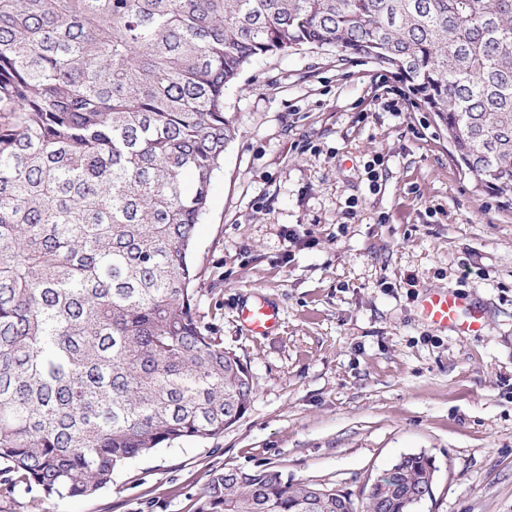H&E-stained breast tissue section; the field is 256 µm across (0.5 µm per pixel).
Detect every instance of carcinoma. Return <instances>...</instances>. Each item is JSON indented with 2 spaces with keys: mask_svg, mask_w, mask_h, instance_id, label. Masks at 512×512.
<instances>
[{
  "mask_svg": "<svg viewBox=\"0 0 512 512\" xmlns=\"http://www.w3.org/2000/svg\"><path fill=\"white\" fill-rule=\"evenodd\" d=\"M303 45L391 70L512 202V0H0V496H93L246 413L248 367L197 315L196 226L226 89ZM433 465L401 456L361 512H416ZM324 490L212 470L193 512H336Z\"/></svg>",
  "mask_w": 512,
  "mask_h": 512,
  "instance_id": "cac0c4a2",
  "label": "carcinoma"
}]
</instances>
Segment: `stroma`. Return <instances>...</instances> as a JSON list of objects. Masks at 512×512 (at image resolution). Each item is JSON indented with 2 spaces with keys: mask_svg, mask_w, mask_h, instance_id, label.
<instances>
[{
  "mask_svg": "<svg viewBox=\"0 0 512 512\" xmlns=\"http://www.w3.org/2000/svg\"><path fill=\"white\" fill-rule=\"evenodd\" d=\"M385 73L303 46L224 94L239 132L197 227V308L250 370L245 415L94 496L36 508L19 489L0 512H192L209 470L256 467L357 498L419 452L437 472L417 512H512V206L461 168L428 107L381 103ZM448 289L482 306L481 335L423 318L422 296ZM257 297L280 311L267 336L238 318Z\"/></svg>",
  "mask_w": 512,
  "mask_h": 512,
  "instance_id": "1",
  "label": "stroma"
}]
</instances>
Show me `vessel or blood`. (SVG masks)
<instances>
[{
  "label": "vessel or blood",
  "mask_w": 512,
  "mask_h": 512,
  "mask_svg": "<svg viewBox=\"0 0 512 512\" xmlns=\"http://www.w3.org/2000/svg\"><path fill=\"white\" fill-rule=\"evenodd\" d=\"M420 311L426 321L440 330H452L462 336L479 335L483 312L467 297L453 291H432L423 297ZM238 316L242 325L254 336L271 334L279 325L277 308L267 300L243 303Z\"/></svg>",
  "instance_id": "obj_1"
}]
</instances>
